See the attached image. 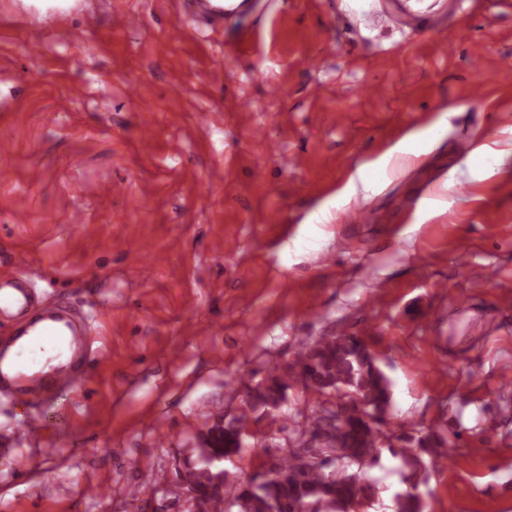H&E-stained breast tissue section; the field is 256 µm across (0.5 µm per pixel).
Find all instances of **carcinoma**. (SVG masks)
Segmentation results:
<instances>
[{
  "instance_id": "obj_1",
  "label": "carcinoma",
  "mask_w": 512,
  "mask_h": 512,
  "mask_svg": "<svg viewBox=\"0 0 512 512\" xmlns=\"http://www.w3.org/2000/svg\"><path fill=\"white\" fill-rule=\"evenodd\" d=\"M308 371L317 379L314 391L318 400L308 414L293 418L288 441L308 433L321 432L325 445L319 452L348 462L338 471L316 466L307 451L301 448H280L269 469L287 476L281 485L254 476L246 484L235 481L224 467L228 457L239 456V437L245 436L248 421L253 417H275L276 394L295 382L296 376ZM241 399L239 413L224 421V447L210 455L197 449V460L191 462L197 484L206 485L214 479L224 480V496L210 501L209 512H357L371 505L375 484L367 477L382 449L399 458L408 470L407 488L396 495L394 512H426V502L419 491L427 482V460L448 457L457 447L460 434L437 430L415 436L404 425L394 429L379 424L363 426L359 411L369 412L391 405V381L377 365L374 356L360 337L322 336L302 344L296 358L284 367L275 364L267 369L266 378L251 386ZM336 401L344 421H327L325 404Z\"/></svg>"
}]
</instances>
